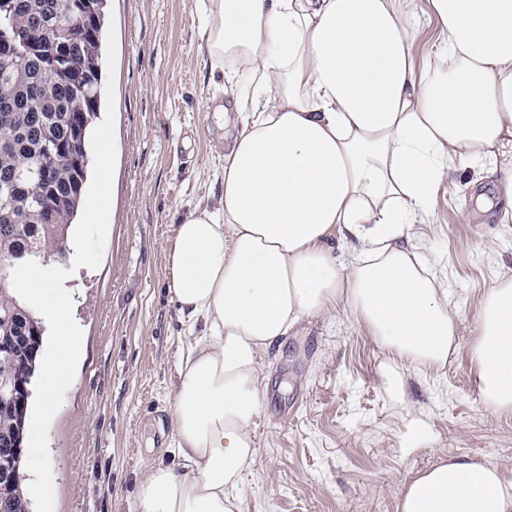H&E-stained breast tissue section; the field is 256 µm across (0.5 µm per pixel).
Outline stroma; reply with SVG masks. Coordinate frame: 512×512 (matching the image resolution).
I'll return each mask as SVG.
<instances>
[{"label": "stroma", "mask_w": 512, "mask_h": 512, "mask_svg": "<svg viewBox=\"0 0 512 512\" xmlns=\"http://www.w3.org/2000/svg\"><path fill=\"white\" fill-rule=\"evenodd\" d=\"M106 16L116 33L113 203L101 267L63 264L84 337L49 428L55 512H137L150 456L175 462L154 422L173 410L190 331L169 292L166 246L195 206H219L233 132L198 0H108ZM496 189L478 165L458 166L429 223L410 231L458 309V350L445 366L400 368L402 392L392 394L390 355L347 312L311 316L272 346L259 457L244 477L248 512H396L399 485L445 454L512 464V418L486 411L467 359L479 297L512 277V223L500 221Z\"/></svg>", "instance_id": "1"}]
</instances>
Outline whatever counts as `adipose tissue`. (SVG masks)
Wrapping results in <instances>:
<instances>
[{
    "mask_svg": "<svg viewBox=\"0 0 512 512\" xmlns=\"http://www.w3.org/2000/svg\"><path fill=\"white\" fill-rule=\"evenodd\" d=\"M414 0H199L240 127L218 209L175 225L168 287L186 324L172 415L176 465L151 461L138 512H246L259 455L264 358L314 314L347 311L394 366H444L458 313L404 245L459 163L489 165L512 209V0H426L445 45L417 72ZM353 241L337 262L326 240ZM468 360L479 397L512 416V278L477 303ZM398 512H512L505 467L442 457L403 482Z\"/></svg>",
    "mask_w": 512,
    "mask_h": 512,
    "instance_id": "adipose-tissue-1",
    "label": "adipose tissue"
}]
</instances>
